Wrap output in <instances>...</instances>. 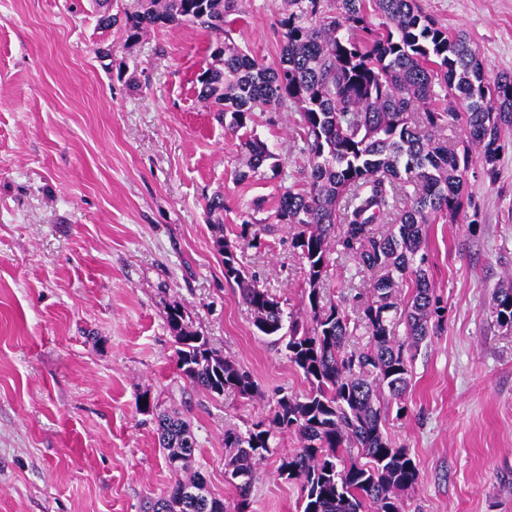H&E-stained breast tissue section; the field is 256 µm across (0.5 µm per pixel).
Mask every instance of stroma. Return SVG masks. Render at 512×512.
Here are the masks:
<instances>
[{
  "instance_id": "stroma-1",
  "label": "stroma",
  "mask_w": 512,
  "mask_h": 512,
  "mask_svg": "<svg viewBox=\"0 0 512 512\" xmlns=\"http://www.w3.org/2000/svg\"><path fill=\"white\" fill-rule=\"evenodd\" d=\"M472 42L487 78L512 73V0H418ZM285 0H239L232 40L265 65L282 48ZM216 39L192 23L136 38L97 26L91 0H0V512H144L171 482L149 399L186 413L211 494L224 431L269 418L277 390L308 383L252 324L224 278L216 236L286 310L302 308L306 265L289 230L240 241L307 176L297 113L254 128L273 164L247 173L239 134L197 99ZM496 179L480 155L455 222L429 228V277L448 306L410 361L404 415L383 430L416 461L403 512H512V334L489 313L512 278V133ZM224 197L221 216L207 202ZM369 277L332 253L324 304L357 319ZM252 375L259 394L213 397L179 375L170 307ZM299 483L275 458L255 470L251 512H298Z\"/></svg>"
}]
</instances>
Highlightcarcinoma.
<instances>
[{"mask_svg": "<svg viewBox=\"0 0 512 512\" xmlns=\"http://www.w3.org/2000/svg\"><path fill=\"white\" fill-rule=\"evenodd\" d=\"M237 4L149 0L142 11L120 15L109 12L108 0H96L101 28L121 22L138 35L192 23L214 34L217 57L198 76V97L230 116L249 170L272 158L251 128L255 112L270 106L298 113L309 168L304 188L279 196L270 223L254 230L252 240L280 224L295 230L293 244L307 265L311 323L293 318L284 325L281 302L243 269L232 243L216 239L224 278L238 285L253 325L277 337L309 389L300 396L280 390L269 421L224 431V476L235 490L230 506L192 470L197 441L190 423L177 411L155 414L172 482L149 512H250L255 466L286 434L297 436L300 448L279 456L277 473L301 484V512H402L401 496L418 484L420 472L382 423L393 402L397 414L405 413L407 351L445 320L426 273L427 225L454 221L472 151L496 177L502 134L512 128V75L489 81L466 36L439 27L417 0H286L279 62L264 66L224 35ZM450 120L465 126L460 152L440 140ZM334 250L372 275L360 316L369 338L363 349L348 348L345 309L321 304ZM405 285L413 289L406 301ZM490 316L512 332V281L495 292ZM167 323L189 384L218 397L226 390L245 398L257 392L252 376L194 331L184 311L172 307Z\"/></svg>", "mask_w": 512, "mask_h": 512, "instance_id": "1", "label": "carcinoma"}]
</instances>
